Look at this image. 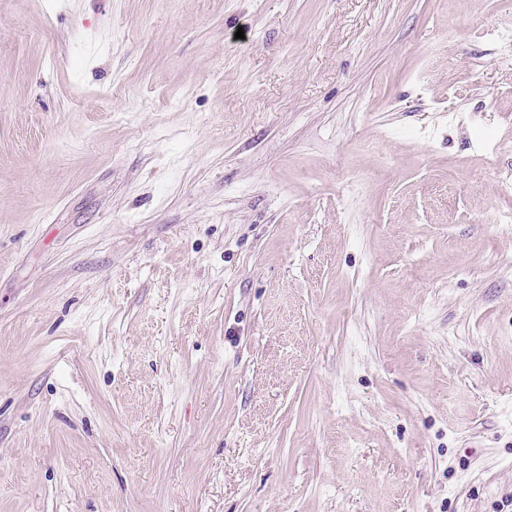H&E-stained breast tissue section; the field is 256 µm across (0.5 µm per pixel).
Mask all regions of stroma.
<instances>
[{
    "mask_svg": "<svg viewBox=\"0 0 512 512\" xmlns=\"http://www.w3.org/2000/svg\"><path fill=\"white\" fill-rule=\"evenodd\" d=\"M512 0H0V512H512Z\"/></svg>",
    "mask_w": 512,
    "mask_h": 512,
    "instance_id": "stroma-1",
    "label": "stroma"
}]
</instances>
